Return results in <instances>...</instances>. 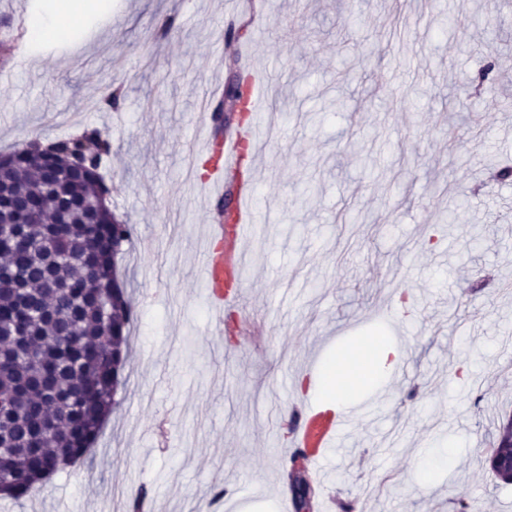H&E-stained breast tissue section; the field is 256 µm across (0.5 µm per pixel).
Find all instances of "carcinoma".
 Masks as SVG:
<instances>
[{"label":"carcinoma","instance_id":"cac0c4a2","mask_svg":"<svg viewBox=\"0 0 512 512\" xmlns=\"http://www.w3.org/2000/svg\"><path fill=\"white\" fill-rule=\"evenodd\" d=\"M248 23L224 32V65L230 76L224 98L248 100L252 75L230 53ZM97 143L86 154L85 175L66 173L68 153L81 141ZM57 165L64 176L42 194L39 169L0 168V228L30 205L31 223L17 225L12 245L0 249V272L11 271L19 287L0 288V492L20 501L58 470L82 462L97 443L130 358L135 314L126 288L125 255L132 225L116 217L89 228L85 202L104 187V158L112 153L108 133L86 129L58 140ZM50 200L65 206L64 224L39 223L38 209ZM58 422L51 438L43 427ZM512 458V416L499 423L487 459L494 476L512 479L499 463Z\"/></svg>","mask_w":512,"mask_h":512}]
</instances>
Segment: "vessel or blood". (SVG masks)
I'll return each mask as SVG.
<instances>
[{"label": "vessel or blood", "mask_w": 512, "mask_h": 512, "mask_svg": "<svg viewBox=\"0 0 512 512\" xmlns=\"http://www.w3.org/2000/svg\"><path fill=\"white\" fill-rule=\"evenodd\" d=\"M222 92L221 82L210 83L203 95L204 108L199 114V124L205 129L202 150L210 162L206 174L208 196L216 200L224 195L225 179L240 172L242 139L251 140L258 151L263 149L267 140L266 133L257 123L233 136L215 139L210 106ZM234 207L238 223L210 225L207 241L200 251V276L206 298L216 309L234 304L240 298L247 282L243 243L257 229L259 210L251 188H244L236 195ZM351 421V412L333 414L318 404L299 401L289 448L293 451L306 450L308 465L319 468Z\"/></svg>", "instance_id": "b4317fda"}]
</instances>
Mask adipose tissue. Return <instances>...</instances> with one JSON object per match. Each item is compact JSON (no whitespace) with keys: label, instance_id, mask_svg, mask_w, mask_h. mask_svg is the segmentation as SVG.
I'll list each match as a JSON object with an SVG mask.
<instances>
[{"label":"adipose tissue","instance_id":"obj_1","mask_svg":"<svg viewBox=\"0 0 512 512\" xmlns=\"http://www.w3.org/2000/svg\"><path fill=\"white\" fill-rule=\"evenodd\" d=\"M83 0H55L43 14L33 17L28 26L31 44L57 39L69 32L82 17ZM400 352L383 341L370 348L349 352L339 363L324 371L325 388L337 405H345L352 388L386 376L400 360Z\"/></svg>","mask_w":512,"mask_h":512}]
</instances>
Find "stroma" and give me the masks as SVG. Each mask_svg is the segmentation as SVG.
I'll return each mask as SVG.
<instances>
[{
  "label": "stroma",
  "mask_w": 512,
  "mask_h": 512,
  "mask_svg": "<svg viewBox=\"0 0 512 512\" xmlns=\"http://www.w3.org/2000/svg\"><path fill=\"white\" fill-rule=\"evenodd\" d=\"M243 0H88L71 35L0 61V153L106 130L112 210L134 228L132 362L87 460L0 512H279V415L298 378L374 333L405 375L362 396L313 480L356 512H512L486 468L512 412V0H262L240 64L261 71L275 127L251 166L244 335L207 307L198 251L210 205L188 166L202 93L226 78L217 35ZM46 0H0V39L25 41ZM493 64L488 89L476 77ZM119 109L101 110L112 77ZM450 443L426 492L415 461Z\"/></svg>",
  "instance_id": "1"
}]
</instances>
